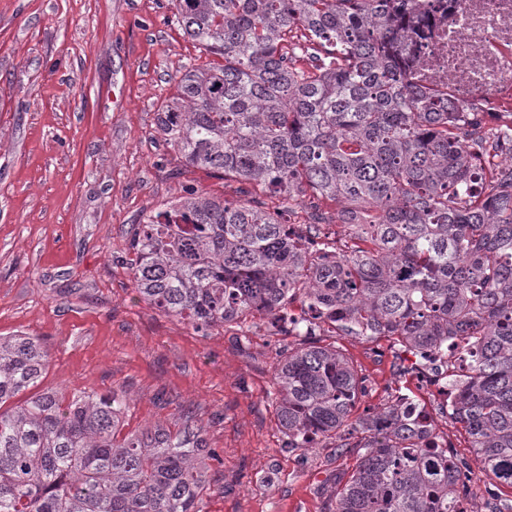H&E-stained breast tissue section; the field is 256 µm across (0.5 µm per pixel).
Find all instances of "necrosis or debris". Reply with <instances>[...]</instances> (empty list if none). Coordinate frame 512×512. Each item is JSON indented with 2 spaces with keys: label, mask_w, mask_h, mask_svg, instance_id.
Segmentation results:
<instances>
[{
  "label": "necrosis or debris",
  "mask_w": 512,
  "mask_h": 512,
  "mask_svg": "<svg viewBox=\"0 0 512 512\" xmlns=\"http://www.w3.org/2000/svg\"><path fill=\"white\" fill-rule=\"evenodd\" d=\"M410 83L470 112L512 113V0H413Z\"/></svg>",
  "instance_id": "obj_1"
}]
</instances>
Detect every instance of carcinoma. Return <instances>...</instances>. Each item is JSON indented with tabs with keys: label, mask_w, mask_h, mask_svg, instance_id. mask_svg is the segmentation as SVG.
<instances>
[{
	"label": "carcinoma",
	"mask_w": 512,
	"mask_h": 512,
	"mask_svg": "<svg viewBox=\"0 0 512 512\" xmlns=\"http://www.w3.org/2000/svg\"><path fill=\"white\" fill-rule=\"evenodd\" d=\"M213 60L186 67L158 117L185 165L279 197L228 204L191 189L148 215L128 254L142 301L206 333L250 316L303 340L274 370L286 446L357 449L334 512H471V467L404 395L354 411L365 377L336 345L385 338L448 381V411L512 512V121L413 86L396 63L410 0H175ZM300 33L294 37L293 32ZM341 204L345 240L323 232ZM304 207L306 224L282 222ZM39 338L0 336V512H202L216 459L179 429L118 437L125 396L35 394Z\"/></svg>",
	"instance_id": "1"
}]
</instances>
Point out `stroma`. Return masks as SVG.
<instances>
[{
  "label": "stroma",
  "instance_id": "1",
  "mask_svg": "<svg viewBox=\"0 0 512 512\" xmlns=\"http://www.w3.org/2000/svg\"><path fill=\"white\" fill-rule=\"evenodd\" d=\"M174 13V0H0V336L43 340L39 390L130 394L122 433L177 429L192 408L219 455L203 512H332L355 456L329 441L285 449L273 375L289 336L259 319L202 335L140 300L114 261L187 189L237 197L236 182L185 166L157 126L185 66L208 60ZM334 342L367 377L361 407L395 389L426 403L469 460L467 501L482 512L488 479L464 432L430 387L396 374L409 355L383 339Z\"/></svg>",
  "mask_w": 512,
  "mask_h": 512
}]
</instances>
